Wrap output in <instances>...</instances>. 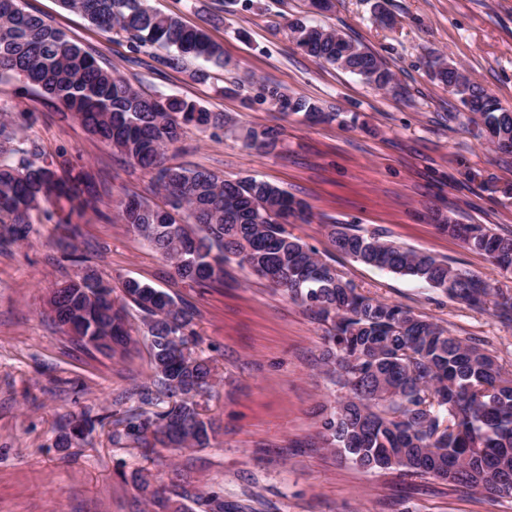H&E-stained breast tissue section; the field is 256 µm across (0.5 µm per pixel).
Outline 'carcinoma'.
Segmentation results:
<instances>
[{"label": "carcinoma", "mask_w": 512, "mask_h": 512, "mask_svg": "<svg viewBox=\"0 0 512 512\" xmlns=\"http://www.w3.org/2000/svg\"><path fill=\"white\" fill-rule=\"evenodd\" d=\"M145 2L62 0L97 29L125 33L134 51L164 68L179 70L198 59L226 65L222 46L204 27L154 12ZM288 30L307 55L359 76L371 88L393 96L406 93L384 59L362 43L299 18L289 20ZM426 66L433 79L451 88L469 122L485 126L497 149L512 152V112L446 57L433 56ZM15 75L150 175L162 204L124 195L116 200L117 216L183 283L199 288L222 283L224 265L233 259L330 325L321 369L343 395L322 420V447L366 473L433 477L480 493L489 492L493 482L494 495L512 496V371L471 339L360 293L333 264L288 232L289 218L307 223L310 213L287 191L253 176L226 179L170 163L167 153L188 127L224 130L235 126L232 117L138 90L50 22L26 12L20 0H0V84ZM254 99L309 122L337 116L272 81L257 83ZM36 121L33 112L0 113V243L24 242L34 224H53L61 231L59 244L74 249L77 220L93 208L99 191L76 162L63 154L48 160L36 142L21 139ZM280 135L268 126L240 132L244 146L260 154L275 151ZM438 228L512 273V232L457 224L449 217ZM325 229L342 254L422 281L472 309L491 303L498 316L512 320V295L470 271L350 224ZM102 281L96 269L86 267L56 288L58 315L72 324L67 334L86 351L124 358L135 344L132 333L143 330L157 390L142 388L141 403H153L155 393L171 399L160 412L128 411L112 440L154 449L158 433L168 428L173 448L209 447L220 425L202 416L197 397L212 388L215 372L210 360L195 354L199 337L190 307L134 278L123 280L121 294H113L110 302L86 298L83 289ZM132 307L139 314L137 325L130 318ZM93 427L94 419L85 417L61 435L62 447L83 439ZM174 487L175 495L192 501L198 512H227L217 493L202 495L189 482Z\"/></svg>", "instance_id": "cac0c4a2"}]
</instances>
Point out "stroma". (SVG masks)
I'll use <instances>...</instances> for the list:
<instances>
[{
    "label": "stroma",
    "instance_id": "stroma-1",
    "mask_svg": "<svg viewBox=\"0 0 512 512\" xmlns=\"http://www.w3.org/2000/svg\"><path fill=\"white\" fill-rule=\"evenodd\" d=\"M375 0H335L311 15L303 0H148L163 14L205 26L224 49L226 66L208 80L197 63L180 71L133 64L125 34H102L60 0H22L24 9L59 28L99 64L144 92L164 93L238 126H274L271 154L237 137L189 129L171 162L226 178L256 176L302 199L310 223L289 225L295 237L367 296L424 314L452 334L476 339L512 366V322L459 304L426 284L364 265L334 250L328 224L379 229L390 240L456 262L512 291V275L441 232L433 215L512 231V154L498 152L477 126L449 121L460 105L432 81L425 57L444 54L504 107L512 108V0H387L394 27L379 24ZM315 17L378 52L406 87L403 98L378 92L357 76L306 55L284 31L287 20ZM281 84L339 119L311 124L240 97L225 86L250 79ZM1 112L38 116L28 136L45 157L80 160L97 183L111 185L80 225L75 258L57 245L50 224L28 241L0 247V512H163L133 485L134 474L168 493L183 477L199 493L218 492L244 512H512V497L479 494L426 477L368 474L320 446L321 418L336 386L316 367L326 324L235 263L223 284L192 288L176 279L154 249L116 220L114 196L159 203L148 175L124 163L55 101L23 77L0 86ZM357 123H350L351 114ZM113 285L135 278L194 308L198 354L216 376L200 409L223 431L206 448L152 451L115 443V422L152 385L145 343L126 358L79 350L55 324L47 300L81 264ZM96 418L93 432L69 448L56 444L70 417Z\"/></svg>",
    "mask_w": 512,
    "mask_h": 512
}]
</instances>
